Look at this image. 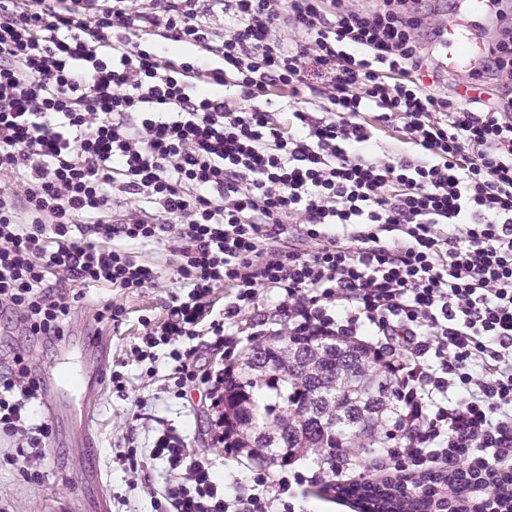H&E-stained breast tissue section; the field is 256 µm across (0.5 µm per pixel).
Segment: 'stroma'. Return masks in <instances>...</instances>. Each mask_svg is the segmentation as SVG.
Here are the masks:
<instances>
[{"label": "stroma", "mask_w": 512, "mask_h": 512, "mask_svg": "<svg viewBox=\"0 0 512 512\" xmlns=\"http://www.w3.org/2000/svg\"><path fill=\"white\" fill-rule=\"evenodd\" d=\"M142 258L156 272L155 282L135 292L90 287L74 305L60 337L33 336L16 322L0 320V367L11 364L14 354H22L33 377L67 371L83 372L85 355L80 346L83 336L98 329L99 305H122L121 323L112 325V354L108 370H121L125 388L106 386L100 402L89 415L94 444H87L72 417L80 411V397L71 387L56 391L60 403L55 416H48L43 404L35 413L47 419L51 434L47 453L34 474L16 467L12 458L23 435L0 434V512H67L69 502H84L94 508L100 495L112 499V512H154V496L162 491L166 468L162 462L146 461L142 468L128 466L129 449L146 452L166 429L175 430L196 449L223 454L222 445L213 443V410L205 387L190 386L185 397L168 391L170 372L167 348H158L154 364L136 361L130 349L145 332L143 319H158L169 296L180 291L176 259L168 252L143 251ZM154 376H147V368Z\"/></svg>", "instance_id": "stroma-1"}]
</instances>
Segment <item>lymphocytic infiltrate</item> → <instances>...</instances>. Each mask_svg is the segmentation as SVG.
Returning <instances> with one entry per match:
<instances>
[{
	"instance_id": "obj_1",
	"label": "lymphocytic infiltrate",
	"mask_w": 512,
	"mask_h": 512,
	"mask_svg": "<svg viewBox=\"0 0 512 512\" xmlns=\"http://www.w3.org/2000/svg\"><path fill=\"white\" fill-rule=\"evenodd\" d=\"M197 2L0 0V317L61 336L65 287H148L136 249H172L183 287L139 360L168 347L175 386L207 384L216 409L224 372L201 366L198 337L231 364L267 336L363 340L396 381L403 438L369 467L344 452L329 484L463 468L476 499L498 493L512 476V98H484L478 70L453 97L424 85L425 39L441 35L422 33L428 0H211L220 28ZM387 125L410 151L373 161ZM40 397L14 355L0 430L24 433V473L46 454ZM225 455L249 475L220 482L209 452L158 436L155 512H298L311 477Z\"/></svg>"
}]
</instances>
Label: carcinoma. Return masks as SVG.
Listing matches in <instances>:
<instances>
[{
	"label": "carcinoma",
	"mask_w": 512,
	"mask_h": 512,
	"mask_svg": "<svg viewBox=\"0 0 512 512\" xmlns=\"http://www.w3.org/2000/svg\"><path fill=\"white\" fill-rule=\"evenodd\" d=\"M395 384L361 344L340 346L321 336H275L253 345L241 372L224 387V432L239 448L262 458L315 451L329 460L345 448H383L396 423L383 417ZM451 483L455 495L470 494L456 474L437 475L430 484ZM355 489L382 503L379 512H441L444 504L424 487L362 483Z\"/></svg>",
	"instance_id": "carcinoma-1"
}]
</instances>
